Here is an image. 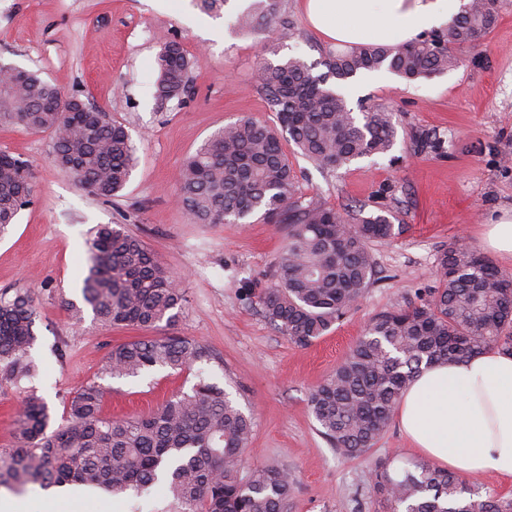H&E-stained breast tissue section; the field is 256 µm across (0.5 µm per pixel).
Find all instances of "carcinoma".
Masks as SVG:
<instances>
[{
    "instance_id": "carcinoma-1",
    "label": "carcinoma",
    "mask_w": 512,
    "mask_h": 512,
    "mask_svg": "<svg viewBox=\"0 0 512 512\" xmlns=\"http://www.w3.org/2000/svg\"><path fill=\"white\" fill-rule=\"evenodd\" d=\"M281 7L282 0H251L236 16L237 29L271 31ZM495 20L496 9L486 0H468L444 34L330 52L319 75L299 57L264 61L260 88L277 125L243 117L217 129L184 162L177 201L192 223L222 224L260 213L284 225L286 244L276 258L274 282L260 292L259 304L294 345H312L357 305L376 275L371 244L396 232L382 214L344 215L299 195L283 135L329 171L389 153L396 138L392 113L352 112L330 80L381 70L409 82L443 74L460 63L454 48L475 43ZM195 63L179 41L160 43V101L185 99ZM0 126L50 134L55 166L100 198L120 192L136 164L121 123L64 96L35 71L0 68ZM33 191L29 160L1 150V233L31 203ZM87 264L82 299L105 325H175L183 292L139 238L100 224L89 239ZM35 320L29 291L0 293V364L17 383L36 372L30 361ZM491 348L512 355V273L454 243L437 256L433 287L369 321L347 357L310 393L311 412L337 451L361 456L386 431L415 375ZM209 357L205 344L183 336L134 340L112 347L106 371L117 378L184 371ZM102 399L99 386L81 387L65 422L51 430L47 405L29 395L14 424L13 444L0 448V486L76 484L122 494L163 484L175 512H287L291 475L275 468L242 474L252 422L203 373L191 391L147 416L104 418ZM371 490L390 512H512V500L483 493L429 462H410L397 476L378 463Z\"/></svg>"
}]
</instances>
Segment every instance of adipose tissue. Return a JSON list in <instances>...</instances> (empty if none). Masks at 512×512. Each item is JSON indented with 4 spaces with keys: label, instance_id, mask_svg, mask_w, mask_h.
Here are the masks:
<instances>
[{
    "label": "adipose tissue",
    "instance_id": "1",
    "mask_svg": "<svg viewBox=\"0 0 512 512\" xmlns=\"http://www.w3.org/2000/svg\"><path fill=\"white\" fill-rule=\"evenodd\" d=\"M461 0H305L308 23L339 47L400 44L440 28ZM396 421L414 451L441 468L512 478V355L492 349L424 370Z\"/></svg>",
    "mask_w": 512,
    "mask_h": 512
}]
</instances>
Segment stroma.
Listing matches in <instances>:
<instances>
[{
  "label": "stroma",
  "instance_id": "obj_1",
  "mask_svg": "<svg viewBox=\"0 0 512 512\" xmlns=\"http://www.w3.org/2000/svg\"><path fill=\"white\" fill-rule=\"evenodd\" d=\"M247 0H228L208 14L198 0H0V64L36 71L66 96L122 122L138 163L125 189L103 199L76 186L52 162V139L20 127L0 128V150L33 165L35 194L15 224L0 234V291L29 289L37 306V372L14 382L0 370V448L27 393L42 397L60 423L71 396L86 384L104 389L109 418L155 411L189 391L192 372L158 369L129 378L105 371L112 346L171 334L207 345L199 367L224 387L253 423L246 469L288 470L294 488L288 512H389L369 487L371 468L400 469L415 455L397 424L366 454L348 458L325 438L308 406L310 392L345 359L376 314L404 306L433 286L436 258L452 243L484 252L482 230L512 208V0H497V22L475 44L456 48L458 67L406 82L366 72L343 84L353 112L393 113L391 152L328 171L283 148L297 172L299 193L341 212L382 213L397 229L376 243L375 282L358 305L307 348L290 343L261 312L255 295L272 280L283 227L253 216L247 223L193 224L175 202L186 158L217 129L243 117L272 121L256 80L264 42L282 57L320 61L329 42L311 30L300 0H283L281 25L294 36H246L234 27ZM180 41L197 58L193 93L156 98L155 58L161 39ZM439 138L442 151L423 147ZM122 225L180 279L185 303L174 327L102 325L91 312L72 318L87 271L89 231ZM172 512L163 486L135 495L85 493L84 512Z\"/></svg>",
  "mask_w": 512,
  "mask_h": 512
}]
</instances>
